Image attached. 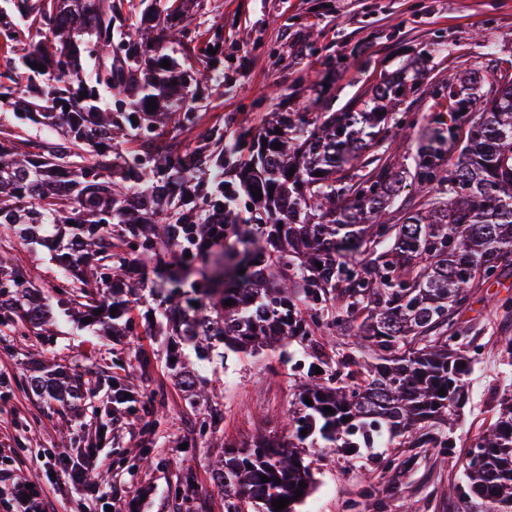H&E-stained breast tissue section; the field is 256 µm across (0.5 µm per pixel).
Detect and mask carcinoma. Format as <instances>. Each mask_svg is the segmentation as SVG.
<instances>
[{"instance_id": "carcinoma-1", "label": "carcinoma", "mask_w": 512, "mask_h": 512, "mask_svg": "<svg viewBox=\"0 0 512 512\" xmlns=\"http://www.w3.org/2000/svg\"><path fill=\"white\" fill-rule=\"evenodd\" d=\"M58 2L0 5V112L21 129L0 137V224L35 245L51 228L71 230L51 255L66 273L57 303H75L94 281L102 293L80 304L76 321L112 292V336H133L130 304L115 297L131 254L153 263L178 251L159 316L168 343L184 342L200 360L218 343L256 354L359 321L350 346L370 345L378 363L364 366L350 350L327 377L310 376L291 419L296 440L350 457L375 434L445 447L430 428L464 399L470 355L455 313L484 284L483 269L512 272V73L473 65L440 81L432 113L399 120L414 149L395 162L385 148L392 122L420 90L398 74L340 112H266L257 129L231 136L217 120L186 146L178 133L201 124V103L224 85V17L201 31L191 29L201 0ZM37 126L56 128V138L27 134ZM166 128L177 135L154 149ZM409 182L430 197L393 224L389 208ZM203 224L224 225V255L201 242ZM195 273L201 282L184 307L181 286ZM51 321L27 270L0 255V335ZM165 363L195 404L190 363L172 354ZM23 385L78 396L65 381L28 376ZM136 403L117 384L98 432ZM224 447L213 478L227 512H238L237 500L275 512L282 497V512H296L314 488L291 442L259 434ZM463 468L467 483L453 493L464 512H512V394L464 449Z\"/></svg>"}]
</instances>
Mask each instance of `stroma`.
Instances as JSON below:
<instances>
[{
  "label": "stroma",
  "instance_id": "1",
  "mask_svg": "<svg viewBox=\"0 0 512 512\" xmlns=\"http://www.w3.org/2000/svg\"><path fill=\"white\" fill-rule=\"evenodd\" d=\"M217 15L225 21L229 79L208 112L223 116L229 130L255 126L275 108L304 111L313 100L310 86L319 81L327 92L318 111L344 109L422 55L426 66L418 80L424 93L404 106L418 119L433 104L435 81L490 57L502 67L512 63V0H203L194 21L205 26ZM0 245L12 250L33 288L54 306V335L0 338V371L8 375L0 384V470L35 483L42 512L83 497V490L51 477L44 460L87 448L96 435L92 412L109 406L108 387L116 379L138 403L135 414L103 439L91 468L103 476L100 497L89 502L92 512H224V490L212 474L221 451L202 433L203 419L219 416V436L240 445L260 432L291 439L288 413L310 364L318 358L337 362L345 350L342 338L351 331L339 327L337 340H318L312 350L293 340L282 354H216L194 361L198 382L210 392L207 403L194 407L166 368L151 301L132 311L138 335L112 339L105 326L82 327L55 307L59 271L47 249L1 231ZM508 295L512 276L483 284L471 289L468 305L456 316L474 352L467 398L440 429L446 447L420 448L385 437L352 458L303 442L315 488L298 512H464L461 500L448 492L463 480L459 451L493 422L500 396L512 393V363L496 343L512 336V314L494 306ZM140 349L148 364L126 376ZM36 370L74 376L82 398L60 403L19 389L17 380ZM145 447L146 461L140 457Z\"/></svg>",
  "mask_w": 512,
  "mask_h": 512
}]
</instances>
